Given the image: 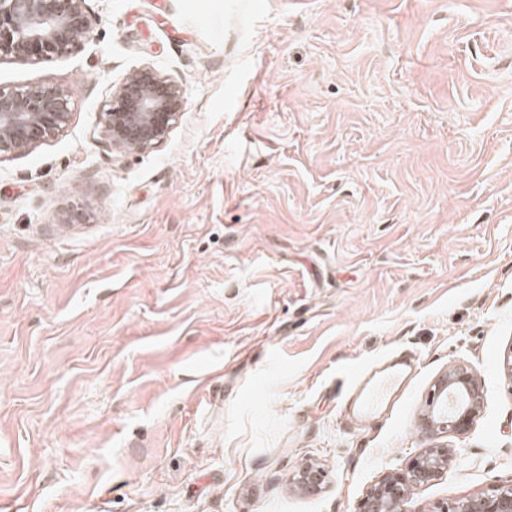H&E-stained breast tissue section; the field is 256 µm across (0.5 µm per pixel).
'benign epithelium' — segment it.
<instances>
[{
  "label": "benign epithelium",
  "instance_id": "obj_1",
  "mask_svg": "<svg viewBox=\"0 0 512 512\" xmlns=\"http://www.w3.org/2000/svg\"><path fill=\"white\" fill-rule=\"evenodd\" d=\"M90 19L85 0H0V59L35 63L71 53L85 38ZM112 92L103 113L102 135L112 149L134 153L161 143L184 105L183 88L151 66L134 72ZM72 117V94L56 87L0 88V158L28 150L63 132ZM427 408L416 427L428 437L464 435L482 406L478 378L457 364L432 385ZM452 458L448 444L437 442L412 456L405 467L385 472L366 492L356 512H393L411 488L445 472ZM326 472L313 463L295 470L289 483L298 490H318ZM430 512H512V484L450 505L438 502Z\"/></svg>",
  "mask_w": 512,
  "mask_h": 512
}]
</instances>
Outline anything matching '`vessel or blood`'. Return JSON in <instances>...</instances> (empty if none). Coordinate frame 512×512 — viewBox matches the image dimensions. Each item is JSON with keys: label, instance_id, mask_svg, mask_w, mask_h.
I'll return each instance as SVG.
<instances>
[{"label": "vessel or blood", "instance_id": "b4317fda", "mask_svg": "<svg viewBox=\"0 0 512 512\" xmlns=\"http://www.w3.org/2000/svg\"><path fill=\"white\" fill-rule=\"evenodd\" d=\"M413 369L411 360L388 357L356 372L347 409L359 423L374 419L406 381Z\"/></svg>", "mask_w": 512, "mask_h": 512}]
</instances>
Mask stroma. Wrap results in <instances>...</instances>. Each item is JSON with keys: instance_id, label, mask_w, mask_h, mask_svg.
Returning a JSON list of instances; mask_svg holds the SVG:
<instances>
[{"instance_id": "35a3bbf8", "label": "stroma", "mask_w": 512, "mask_h": 512, "mask_svg": "<svg viewBox=\"0 0 512 512\" xmlns=\"http://www.w3.org/2000/svg\"><path fill=\"white\" fill-rule=\"evenodd\" d=\"M85 6L69 55L0 60L73 95L0 158V512H356L456 364L482 410L406 508L512 484V0ZM145 65L183 110L122 154L101 114ZM394 352L357 427L350 372ZM413 360L391 356L357 371L348 405L344 402L345 412L360 424L374 419L412 372ZM326 472L313 463H305L295 470L289 479V483L297 490H318L323 484Z\"/></svg>"}]
</instances>
